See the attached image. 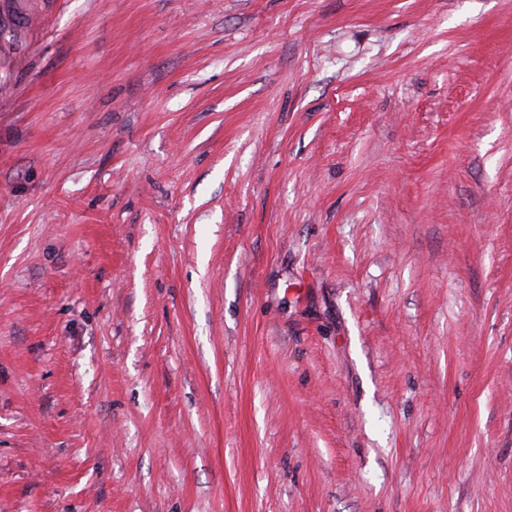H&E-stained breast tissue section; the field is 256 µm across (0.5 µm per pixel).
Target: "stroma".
Wrapping results in <instances>:
<instances>
[{"mask_svg":"<svg viewBox=\"0 0 512 512\" xmlns=\"http://www.w3.org/2000/svg\"><path fill=\"white\" fill-rule=\"evenodd\" d=\"M0 0V512H512V0Z\"/></svg>","mask_w":512,"mask_h":512,"instance_id":"1","label":"stroma"}]
</instances>
